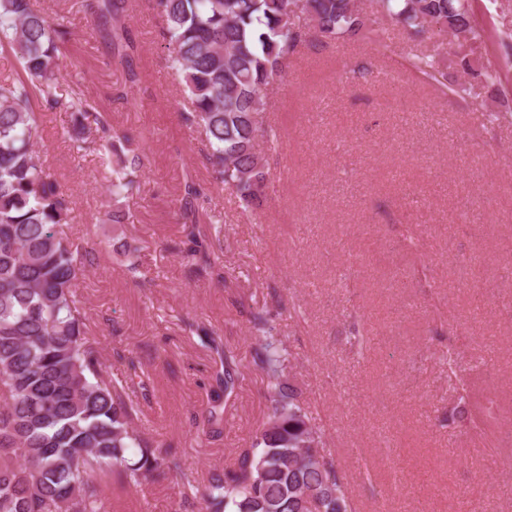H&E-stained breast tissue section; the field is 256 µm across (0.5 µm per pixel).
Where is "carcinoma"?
<instances>
[{
	"mask_svg": "<svg viewBox=\"0 0 512 512\" xmlns=\"http://www.w3.org/2000/svg\"><path fill=\"white\" fill-rule=\"evenodd\" d=\"M84 8L95 15L113 58L129 63L131 41L117 0H87ZM154 9L169 67L190 103L183 121L204 136L216 182L249 215L267 201L269 159L278 147L277 133L258 116L302 47L339 39L381 45L390 31L379 15L431 38L450 27L465 34L457 65L486 86L502 85L496 68H475L467 51L481 37L469 0H403L400 8L394 0H154ZM299 12L313 27L294 22ZM70 35L68 20L46 17L36 0H0V45L27 75L0 79V512H105L104 479L136 485L169 466L160 446L134 428L138 407L126 392L131 375L104 378L99 352L86 338L77 288L93 253L84 240L59 233L79 216L34 150L39 117L32 103H59V56ZM441 50L437 41L414 50L406 68L419 82L460 97L468 88L447 84ZM69 107L62 137L82 151L87 131L102 132V155L120 159L106 176L112 196L133 194L142 167L138 145L110 133L82 98L71 97ZM201 197L196 182H185L179 214L194 244L187 258L206 273L222 258L210 244L212 233L200 226ZM249 322L253 365L266 380L269 406L256 441L196 488L205 512H354L300 388L284 379L288 353L276 327L262 310L251 312ZM223 366L206 418L212 432L224 422L218 402L229 401L240 376L241 359L228 346Z\"/></svg>",
	"mask_w": 512,
	"mask_h": 512,
	"instance_id": "cac0c4a2",
	"label": "carcinoma"
}]
</instances>
